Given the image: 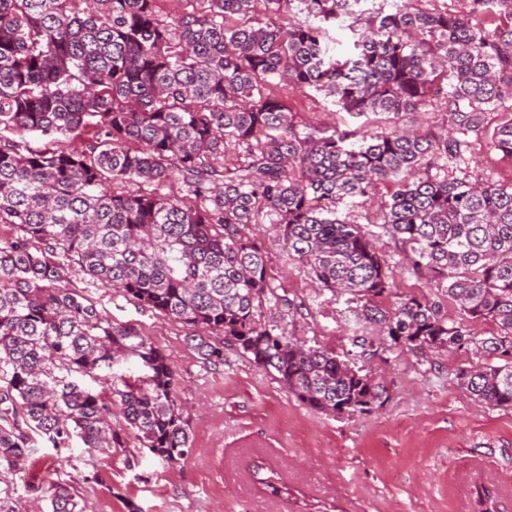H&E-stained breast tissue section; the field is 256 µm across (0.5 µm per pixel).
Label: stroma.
I'll list each match as a JSON object with an SVG mask.
<instances>
[{"label": "stroma", "instance_id": "stroma-1", "mask_svg": "<svg viewBox=\"0 0 512 512\" xmlns=\"http://www.w3.org/2000/svg\"><path fill=\"white\" fill-rule=\"evenodd\" d=\"M299 127L385 126L337 111L330 98L310 89L279 87ZM449 178L512 183V160L497 154L482 135L449 159ZM392 184L378 185L371 199H345L342 218L373 228ZM262 240L275 285L286 291L300 316L279 308L266 321L287 323L307 343L342 349L372 327L344 299L316 288L305 265L289 257L276 225L253 227ZM395 286L380 306L400 294L439 302L449 319L468 321L435 284L402 263L394 242L380 236ZM112 319L132 323L167 355L180 376L178 404L192 452L169 465L140 447L122 417L112 419L125 445L88 453L79 447L43 448L25 477L5 475L17 512H33L52 483L73 486L85 512H478L477 495L489 491L496 512H512V408H491L461 388L455 374L477 363L462 349L421 356L405 349L364 360L367 372L387 385L388 397L364 413L329 415L300 402L273 373L225 348L222 365H206L185 341L186 328L120 293L72 278ZM273 477L288 490L273 495Z\"/></svg>", "mask_w": 512, "mask_h": 512}]
</instances>
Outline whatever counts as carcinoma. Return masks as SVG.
Returning <instances> with one entry per match:
<instances>
[{
    "mask_svg": "<svg viewBox=\"0 0 512 512\" xmlns=\"http://www.w3.org/2000/svg\"><path fill=\"white\" fill-rule=\"evenodd\" d=\"M162 2L0 0V224L15 230L0 240V474L22 472L40 441L124 447L114 407L158 459L176 464L191 451L179 374L140 328L72 285L78 271L190 329L187 344L205 363L233 347L326 414L384 403L383 383L346 354L263 320L270 303L292 306L260 239L245 232L265 219L319 287L350 295L378 335L412 351L473 348L485 362L459 368L457 383L512 408V183L431 173L432 160L467 150L465 136L512 101V0H468L464 14L433 0L387 10L381 0L343 61L329 55L324 24L355 31L363 0H186L177 17ZM258 2L274 14L296 2L309 20L252 19ZM501 17L507 25L487 28ZM280 83L388 125L371 136L300 132L270 90ZM436 106L464 138L404 125ZM76 139L86 148H61ZM228 142L246 164L221 163ZM491 145L512 159V119ZM173 178L187 194L161 192ZM381 181L398 184L385 233L471 319L494 321L495 334L475 335L425 297L375 305L392 287L388 261L336 203ZM127 182L148 189L114 190ZM352 345L361 358L378 353L371 336ZM44 500L49 512H81L60 483Z\"/></svg>",
    "mask_w": 512,
    "mask_h": 512,
    "instance_id": "1",
    "label": "carcinoma"
}]
</instances>
